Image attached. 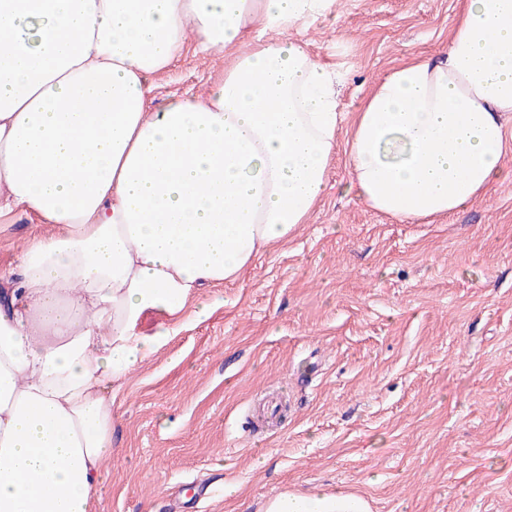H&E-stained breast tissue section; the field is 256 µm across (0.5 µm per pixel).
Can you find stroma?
Segmentation results:
<instances>
[{"mask_svg": "<svg viewBox=\"0 0 512 512\" xmlns=\"http://www.w3.org/2000/svg\"><path fill=\"white\" fill-rule=\"evenodd\" d=\"M462 0H340L302 34L345 73L343 130L411 55L439 56ZM224 61L187 52L148 111L207 95ZM327 191L285 242L113 393L97 512H265L279 494L365 496L372 512H512V182L406 224ZM53 225L0 219V270ZM237 488L225 496V485Z\"/></svg>", "mask_w": 512, "mask_h": 512, "instance_id": "obj_1", "label": "stroma"}]
</instances>
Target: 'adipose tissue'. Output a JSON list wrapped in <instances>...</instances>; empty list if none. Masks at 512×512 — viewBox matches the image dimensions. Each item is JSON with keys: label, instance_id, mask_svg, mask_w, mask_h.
<instances>
[{"label": "adipose tissue", "instance_id": "1", "mask_svg": "<svg viewBox=\"0 0 512 512\" xmlns=\"http://www.w3.org/2000/svg\"><path fill=\"white\" fill-rule=\"evenodd\" d=\"M336 0H0V216L32 239L0 283V512H94L112 394L177 335L190 297L305 223L342 122L340 73L300 34ZM261 28L238 52L252 21ZM234 56L207 97L146 109L149 75ZM512 0H466L440 58L364 100L346 193L402 222L512 181ZM151 312L168 317L151 334ZM266 512H371L285 493Z\"/></svg>", "mask_w": 512, "mask_h": 512}]
</instances>
